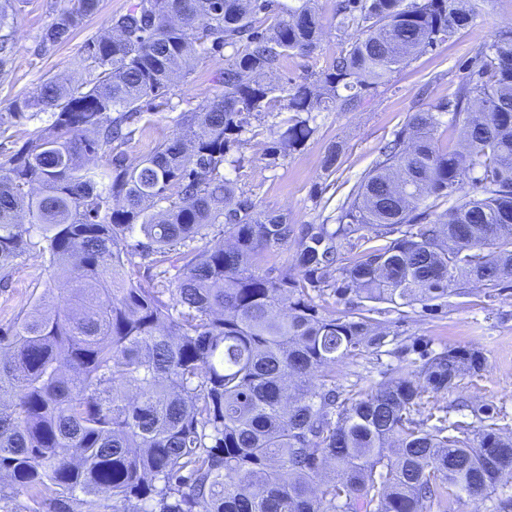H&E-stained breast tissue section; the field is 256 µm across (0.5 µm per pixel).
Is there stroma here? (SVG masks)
<instances>
[{
	"label": "stroma",
	"instance_id": "obj_1",
	"mask_svg": "<svg viewBox=\"0 0 512 512\" xmlns=\"http://www.w3.org/2000/svg\"><path fill=\"white\" fill-rule=\"evenodd\" d=\"M75 0H14L12 31L15 55L5 75L0 76V108L29 94L46 79L68 78L85 82L88 69L78 64L81 46L102 35L112 15L127 11L136 0H100L98 12L84 20L64 44L41 48L40 35ZM512 26V0H487L471 26L448 42L439 44L394 73L390 82L369 91L355 105H337L332 112L313 113V135L299 148L271 158L265 149L271 140L270 127L278 114H269L252 124L240 150L242 168L225 166L224 175L234 180L240 194L253 200L258 209L287 214L292 224H320L335 214L357 180L371 167L380 147L419 111L447 101L469 75L470 62L479 44L489 35ZM348 40L336 29H328L320 45L309 54H295L273 75V85L290 81H312ZM234 53L201 58L195 71L177 80L167 96L168 103L153 114L143 131L121 147L136 161L159 141L179 129L181 115L189 108L219 95L218 77ZM339 149L335 165H328L332 149ZM43 304L46 310L67 307L65 293L50 281L47 257L17 259L7 278L0 280V325H6ZM391 335L400 339L423 338L433 349L474 345L486 357L479 375L465 377L459 386L438 395L435 403L450 407V420L468 419V411L455 410L460 401L489 404L496 408L500 425L512 429V288L485 297L481 288L464 295H450L435 312L408 309L403 314L385 315ZM397 359L390 354H363L337 364L336 384L344 389H362L394 374Z\"/></svg>",
	"mask_w": 512,
	"mask_h": 512
}]
</instances>
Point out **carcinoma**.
I'll list each match as a JSON object with an SVG mask.
<instances>
[{"instance_id": "carcinoma-1", "label": "carcinoma", "mask_w": 512, "mask_h": 512, "mask_svg": "<svg viewBox=\"0 0 512 512\" xmlns=\"http://www.w3.org/2000/svg\"><path fill=\"white\" fill-rule=\"evenodd\" d=\"M313 2L138 0L84 44L92 80L49 78L0 113V127L50 118L0 162V270L46 254L67 295L62 312L38 304L0 328L4 512H455L512 479L498 463L512 431L490 407L451 422L424 406L485 369L479 348L403 342L396 374L358 391H337L333 373L381 353L379 316L512 283V28L478 47L453 99L410 116L335 227L297 231L224 177L250 119L286 94L266 155L295 150L313 133L302 114L335 110L343 91L360 101L475 15L472 0H338L348 49L312 84L278 89L266 77L326 34ZM98 5L77 0L42 43L68 42ZM10 10L0 0V74ZM226 46L221 94L138 161L115 151ZM215 224L224 241L211 243ZM287 245L291 264L262 267ZM134 256L174 274L146 288L126 274Z\"/></svg>"}]
</instances>
